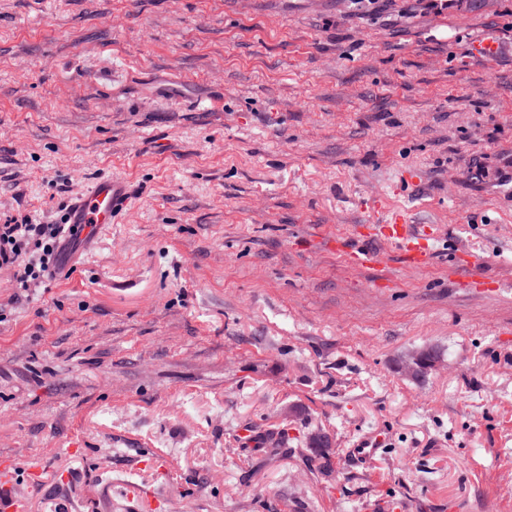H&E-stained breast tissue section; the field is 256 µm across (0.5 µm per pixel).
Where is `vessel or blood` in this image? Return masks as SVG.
<instances>
[{"label": "vessel or blood", "mask_w": 512, "mask_h": 512, "mask_svg": "<svg viewBox=\"0 0 512 512\" xmlns=\"http://www.w3.org/2000/svg\"><path fill=\"white\" fill-rule=\"evenodd\" d=\"M129 200V184L120 177L102 178L83 195L73 199L65 212L66 223L76 225L79 240L93 238L101 225L112 223L126 207ZM376 235L398 247L404 263L413 269H423L431 262L430 236L416 232L409 225L395 222L378 225ZM336 249L342 253L348 265L360 267L371 259L370 251L363 247L349 246L344 237H337ZM456 265L465 273V282L473 288H488L492 282L484 272V261L471 253L457 256ZM14 462L10 457H0V512H26V501L15 495Z\"/></svg>", "instance_id": "vessel-or-blood-1"}]
</instances>
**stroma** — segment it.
Here are the masks:
<instances>
[{"label":"stroma","mask_w":512,"mask_h":512,"mask_svg":"<svg viewBox=\"0 0 512 512\" xmlns=\"http://www.w3.org/2000/svg\"><path fill=\"white\" fill-rule=\"evenodd\" d=\"M111 175L72 274H0L28 512H512V0H0V224ZM400 216L428 269L330 246ZM336 251L342 253L348 265L360 267L367 265L373 255L362 246L350 247L344 237L336 235ZM456 266L465 273V283L472 288H497V284L489 280L484 272V260L472 253L456 257Z\"/></svg>","instance_id":"1"}]
</instances>
